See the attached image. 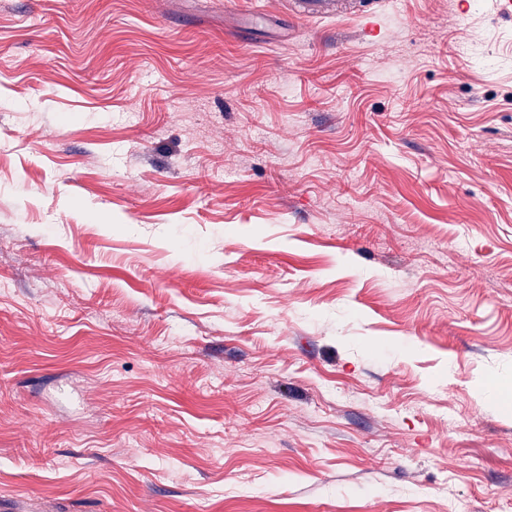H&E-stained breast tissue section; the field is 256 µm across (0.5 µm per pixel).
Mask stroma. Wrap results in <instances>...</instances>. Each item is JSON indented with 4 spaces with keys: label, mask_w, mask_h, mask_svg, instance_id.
Instances as JSON below:
<instances>
[{
    "label": "stroma",
    "mask_w": 512,
    "mask_h": 512,
    "mask_svg": "<svg viewBox=\"0 0 512 512\" xmlns=\"http://www.w3.org/2000/svg\"><path fill=\"white\" fill-rule=\"evenodd\" d=\"M253 1L0 0V512L512 505V13Z\"/></svg>",
    "instance_id": "stroma-1"
}]
</instances>
